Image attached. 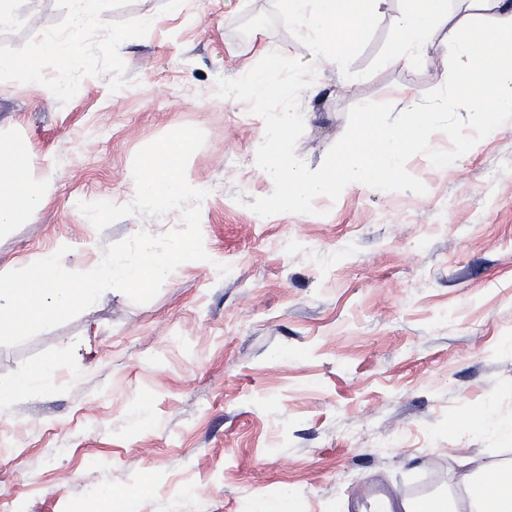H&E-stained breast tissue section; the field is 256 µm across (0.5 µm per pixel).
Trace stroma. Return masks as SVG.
Wrapping results in <instances>:
<instances>
[{
  "label": "stroma",
  "instance_id": "obj_1",
  "mask_svg": "<svg viewBox=\"0 0 512 512\" xmlns=\"http://www.w3.org/2000/svg\"><path fill=\"white\" fill-rule=\"evenodd\" d=\"M404 8L388 0L340 72L314 70L276 0H110L83 31L72 0H17L0 58H36L40 78L0 72V137L53 187L36 223L0 236V269L62 248L81 271L138 232L179 229L171 211L99 231L78 205L130 203L135 154L181 126L206 136L189 167L209 187V258L149 303L113 289L0 346L3 387L57 363L52 387L15 395L0 418V512H359L372 482L426 500L453 489L459 458H512V129L483 134L456 105L458 137L429 131L432 151L412 150L397 179L263 216L274 190L256 147L282 103L238 92L241 61L265 64L253 39L283 75L320 85L292 103L305 119L289 150L323 169L357 133L408 126L402 88L439 103L436 77L456 59L441 47L430 71L391 62ZM52 34L81 47L64 94L42 49ZM449 150L454 163L433 168ZM214 257L230 275L213 276Z\"/></svg>",
  "mask_w": 512,
  "mask_h": 512
}]
</instances>
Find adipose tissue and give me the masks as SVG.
<instances>
[{"mask_svg": "<svg viewBox=\"0 0 512 512\" xmlns=\"http://www.w3.org/2000/svg\"><path fill=\"white\" fill-rule=\"evenodd\" d=\"M462 10L452 12L447 0H406V9L396 18L397 38L392 52L396 62L428 66L429 50L436 36H443L457 63L444 74L441 84L448 99L464 102L490 122L486 133L512 127V0H461ZM387 0H278L282 22L303 32L302 46L315 63H347V47L383 13ZM485 19L494 31L490 39H466L464 27L474 18ZM266 56L265 68L243 64L240 82L252 95L287 99L295 95L294 79L281 77L275 61L269 60L265 44H257ZM407 112L415 118L419 148L429 149L428 130L454 134L445 104L424 106L403 94ZM303 116L293 110L275 114L260 151L265 159L263 174L276 197L291 199L305 209L314 199L343 194L357 186H375L402 169L407 159L405 138L384 131L377 144L358 139L354 149L342 153L324 170L305 169L286 149L292 131ZM47 200L44 185L33 176L29 152L14 142L0 139V234L15 224L36 222ZM389 512H512V460H503L465 472L458 490L428 502L401 497Z\"/></svg>", "mask_w": 512, "mask_h": 512, "instance_id": "obj_1", "label": "adipose tissue"}]
</instances>
